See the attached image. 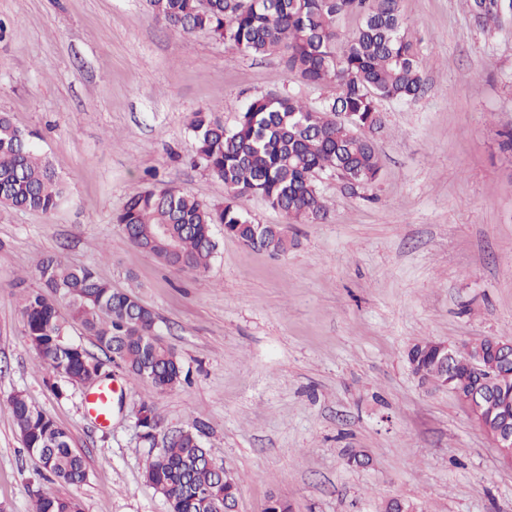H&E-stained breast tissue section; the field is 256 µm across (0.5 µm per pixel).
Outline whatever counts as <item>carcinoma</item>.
Returning a JSON list of instances; mask_svg holds the SVG:
<instances>
[{"mask_svg": "<svg viewBox=\"0 0 512 512\" xmlns=\"http://www.w3.org/2000/svg\"><path fill=\"white\" fill-rule=\"evenodd\" d=\"M159 23L189 36L222 37L252 55L279 51L289 71L306 83L336 84V97L311 108L290 93L266 94L242 108L231 129L206 111L192 114L191 158L224 183L228 198L208 204L181 189L164 185L131 195L116 216L129 242L162 264L180 271L209 266L216 250L211 226L243 245L273 254L288 251L291 241L278 225L257 224L241 213L234 199L262 198L292 224H316L328 207L315 178L334 172L351 189H367L381 173L373 132L384 126L379 102L412 101L424 90L423 60L404 26L399 0H145ZM483 26L498 24L512 10V0H471ZM355 14L360 26L341 35L338 21ZM64 187L37 151L32 134L0 113V206L50 213L64 197ZM41 288L20 299L26 336L41 361L73 386L115 365L172 390L185 380L176 354L159 338L156 314L139 298L100 280L90 267H71L53 256L38 265ZM78 323L94 338L105 359H92L70 340L69 324ZM480 349L497 383L481 380L470 366ZM425 381L439 383L457 400L476 393L481 408L472 410L486 434L512 421V361L485 338L472 351H459L443 362L437 343L422 341L407 353ZM23 445L60 481L79 485L86 479L83 457L68 434L22 394L11 397ZM138 421L144 437L159 420L142 405ZM198 425L181 428L145 467L147 482L170 512H224L236 501L237 480H224L200 440ZM33 512H79L74 499L40 495Z\"/></svg>", "mask_w": 512, "mask_h": 512, "instance_id": "carcinoma-1", "label": "carcinoma"}]
</instances>
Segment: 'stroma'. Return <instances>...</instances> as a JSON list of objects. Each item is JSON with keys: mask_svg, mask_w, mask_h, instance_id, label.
I'll return each mask as SVG.
<instances>
[{"mask_svg": "<svg viewBox=\"0 0 512 512\" xmlns=\"http://www.w3.org/2000/svg\"><path fill=\"white\" fill-rule=\"evenodd\" d=\"M426 63L424 94L383 101L379 180L351 194L317 188L319 224H287L260 197L236 198L260 224L287 225V253L253 251L212 225L208 268L176 271L134 247L114 215L129 195L169 184L224 202L188 158L193 112L233 127L244 104L307 85L281 54L158 24L145 0H0V113L31 132L66 194L52 213L0 208V512L39 494L81 512H169L144 478L156 454L138 425L149 405L169 431L199 425L238 483L235 512H512V467L468 409L428 391L406 353L423 340L512 339V17L479 27L469 0H400ZM48 254L136 294L188 380L161 391L112 369L109 423L88 391L42 363L25 332L22 288ZM23 394L70 436L87 477L67 485L29 455L10 399ZM366 458L349 463L350 451Z\"/></svg>", "mask_w": 512, "mask_h": 512, "instance_id": "1", "label": "stroma"}]
</instances>
